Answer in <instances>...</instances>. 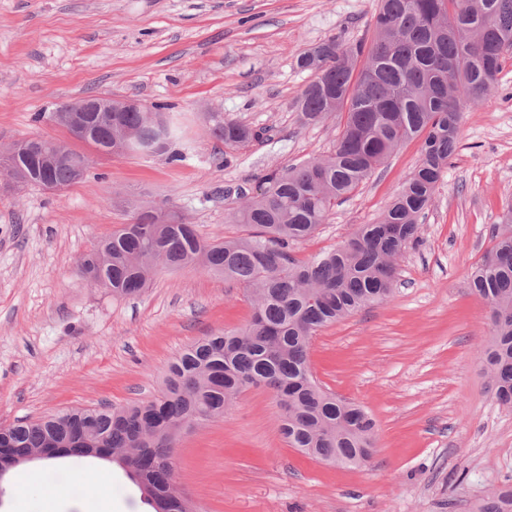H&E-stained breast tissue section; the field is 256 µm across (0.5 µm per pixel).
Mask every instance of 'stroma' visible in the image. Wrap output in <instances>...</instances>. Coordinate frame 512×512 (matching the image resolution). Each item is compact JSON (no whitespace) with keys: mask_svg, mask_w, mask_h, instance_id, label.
I'll return each instance as SVG.
<instances>
[{"mask_svg":"<svg viewBox=\"0 0 512 512\" xmlns=\"http://www.w3.org/2000/svg\"><path fill=\"white\" fill-rule=\"evenodd\" d=\"M377 0H0V150L66 133L40 112L88 95L170 105L185 129L183 161L166 154L85 153L87 181L52 192L10 188L0 173V427L105 402L159 395L169 364L201 336L246 324L242 285L200 268L159 269L139 296L90 287L76 263L131 219L139 196L179 212L201 236L246 233L234 213L275 169L328 154L338 121L301 119L311 74L297 57L334 38L370 39ZM266 138L225 156L205 113ZM421 159L400 146L295 252L308 261L376 222ZM512 204V53L498 89L461 108L460 143L419 229L397 261L393 297L314 336L312 373L376 422V451L334 467L291 448L272 390H245L220 420L185 434L176 480L199 512H473L512 488V408L482 363L490 307L468 276L495 244ZM49 491L34 470L0 485V512H145L113 470L95 497L88 468Z\"/></svg>","mask_w":512,"mask_h":512,"instance_id":"35a3bbf8","label":"stroma"}]
</instances>
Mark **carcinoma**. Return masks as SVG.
Listing matches in <instances>:
<instances>
[{
    "instance_id": "obj_1",
    "label": "carcinoma",
    "mask_w": 512,
    "mask_h": 512,
    "mask_svg": "<svg viewBox=\"0 0 512 512\" xmlns=\"http://www.w3.org/2000/svg\"><path fill=\"white\" fill-rule=\"evenodd\" d=\"M512 51V0H378L369 42L345 47L328 39L297 59L314 78L298 109L308 123L339 114L332 152L265 176L260 192L234 215L252 231L222 241L202 237L175 213L144 214L103 239L77 263L95 288L132 297L159 267L200 265L250 291L253 313L241 328L202 336L171 363L159 397L116 408H75L0 427V478L19 459L95 457L120 466L153 512H192L175 485L173 449L183 431L224 418L251 387L274 391L288 444L325 463L351 466L374 453L375 422L360 405L326 391L308 353L317 333L387 301L396 261L418 241L419 218L430 204L460 137V103L477 105L496 90L505 53ZM138 133L131 152L147 155L155 139L175 146L180 123L144 125L142 112H114ZM224 154L260 137L222 112L207 113ZM422 139L419 166L405 178L374 224H362L335 249L303 262L298 244L324 223L336 201L352 195L405 142ZM88 145L106 152L109 135L90 131ZM90 168L71 150L51 173L59 188L73 184L76 167ZM490 305L492 343L485 364L496 397L512 404V206L496 243L469 278ZM478 512H512V492H493Z\"/></svg>"
}]
</instances>
